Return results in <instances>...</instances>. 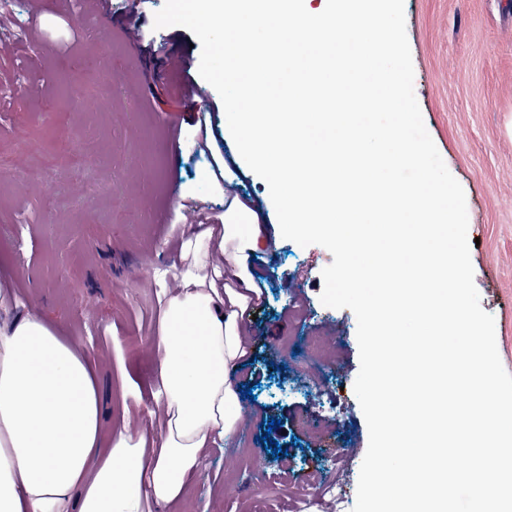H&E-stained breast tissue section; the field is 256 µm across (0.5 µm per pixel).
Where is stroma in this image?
Returning a JSON list of instances; mask_svg holds the SVG:
<instances>
[{
	"instance_id": "stroma-1",
	"label": "stroma",
	"mask_w": 512,
	"mask_h": 512,
	"mask_svg": "<svg viewBox=\"0 0 512 512\" xmlns=\"http://www.w3.org/2000/svg\"><path fill=\"white\" fill-rule=\"evenodd\" d=\"M165 0H137L143 36L128 34L122 0L75 11L73 0H0V275L14 278L22 309L85 346L97 364L101 426H148L115 380L125 364L147 392L158 321L155 268L177 288L182 261L173 227L220 224L224 191L259 203L277 236L253 272L266 282L251 312L252 357L235 376L251 395L234 441L208 449L178 512H289V492L331 474L344 457L343 491L354 507L368 427L353 386L357 320L323 305L321 271L333 256L280 237L267 183L242 160L221 99L199 72L195 35L153 28ZM414 93L425 128L462 186L474 283L495 321L512 373V0H404ZM185 60L195 94L181 97L169 57ZM223 133L201 152L200 126ZM226 162L229 183L212 174ZM337 324L334 376L314 389L292 355L305 336ZM282 421L272 454L262 437Z\"/></svg>"
}]
</instances>
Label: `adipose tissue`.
Returning <instances> with one entry per match:
<instances>
[{
	"label": "adipose tissue",
	"mask_w": 512,
	"mask_h": 512,
	"mask_svg": "<svg viewBox=\"0 0 512 512\" xmlns=\"http://www.w3.org/2000/svg\"><path fill=\"white\" fill-rule=\"evenodd\" d=\"M224 221L184 224L177 289L156 273L161 316L147 431L103 435L82 346L20 309L0 277V512H172L203 449L232 441L246 412L235 370L253 351L246 312L268 248L257 212L224 193Z\"/></svg>",
	"instance_id": "obj_1"
}]
</instances>
